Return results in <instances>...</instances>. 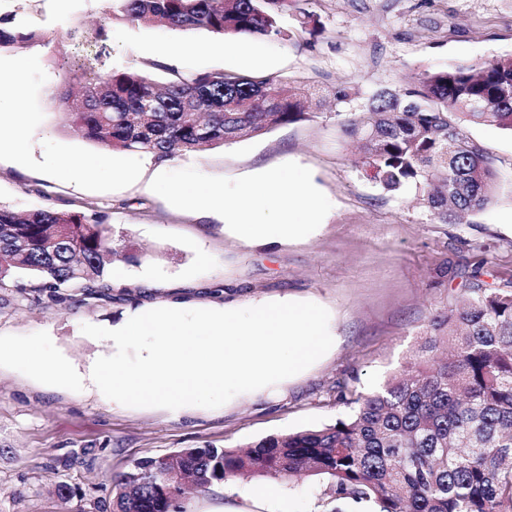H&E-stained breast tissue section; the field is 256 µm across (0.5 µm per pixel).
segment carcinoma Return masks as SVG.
Listing matches in <instances>:
<instances>
[{
  "instance_id": "carcinoma-1",
  "label": "carcinoma",
  "mask_w": 512,
  "mask_h": 512,
  "mask_svg": "<svg viewBox=\"0 0 512 512\" xmlns=\"http://www.w3.org/2000/svg\"><path fill=\"white\" fill-rule=\"evenodd\" d=\"M312 0H104L94 32L108 54L109 26L163 23L175 34L205 29L269 40L291 37L288 18L311 35ZM38 37L0 12V52ZM322 92L273 76L198 73L160 87L135 69L95 80L74 72L62 97L69 122L112 152L172 160L272 126L318 116ZM363 149L361 170L382 190L422 191L434 219L479 212L495 198V171L470 126L512 133V55L426 70L400 90L373 95L362 112H331ZM138 254L97 212L0 205V288L59 297V289H110L106 259ZM340 401L350 412L319 428L135 460L117 479L112 512H185L186 484L206 492L240 475L329 480L326 495L373 512H512V292L479 286L434 314L406 365L379 389Z\"/></svg>"
}]
</instances>
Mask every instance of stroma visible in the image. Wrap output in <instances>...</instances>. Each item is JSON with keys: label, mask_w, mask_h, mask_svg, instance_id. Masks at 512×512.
Wrapping results in <instances>:
<instances>
[{"label": "stroma", "mask_w": 512, "mask_h": 512, "mask_svg": "<svg viewBox=\"0 0 512 512\" xmlns=\"http://www.w3.org/2000/svg\"><path fill=\"white\" fill-rule=\"evenodd\" d=\"M0 9L41 35L22 52L0 53V75L13 78L31 159L0 157V205L92 208L128 235L141 260L108 267L111 291L62 289V301L9 285L0 288V512H101L116 479L136 459L211 444L233 448L268 435L296 432L345 415L340 394L379 388L409 359L435 310L448 307L469 278L512 292V195L483 211L442 224L409 187L383 192L363 176L356 140L332 118L271 128L265 134L158 164L145 155L111 152L68 124L59 92L74 69L91 71L95 46L69 32L92 30L101 0H0ZM323 24L317 36L286 41L188 31L173 37L157 26H112L109 67L133 68L156 82L224 71L275 76L321 86H347L366 103L415 74L451 62L512 54V0H313ZM179 41L181 59L166 52ZM245 48L248 58L222 52ZM502 183L512 182V134L473 126ZM105 158L107 170L84 178L57 174V159ZM282 171L312 186L324 211L301 237L258 245L222 222L179 206L170 186H218L238 193L254 169ZM233 296L237 308L284 299L309 301L329 314L331 349L300 376L242 393L208 409L133 408L94 384L95 361L112 355L110 340L82 333L85 324L115 330L156 308L214 309ZM61 361L73 377L32 368L28 355ZM65 484L68 498L55 489ZM327 480L236 478L186 496V512H241L255 488H268L261 512H325Z\"/></svg>", "instance_id": "1"}]
</instances>
